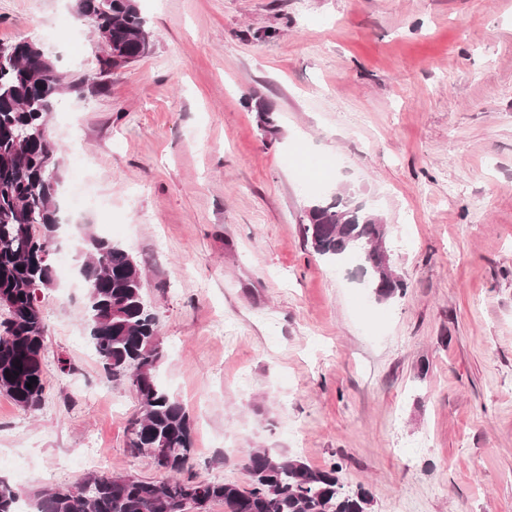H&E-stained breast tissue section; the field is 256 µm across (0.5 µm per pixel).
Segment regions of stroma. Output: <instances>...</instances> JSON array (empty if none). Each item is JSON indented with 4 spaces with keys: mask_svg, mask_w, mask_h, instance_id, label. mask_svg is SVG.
Returning <instances> with one entry per match:
<instances>
[{
    "mask_svg": "<svg viewBox=\"0 0 512 512\" xmlns=\"http://www.w3.org/2000/svg\"><path fill=\"white\" fill-rule=\"evenodd\" d=\"M150 56L57 99L61 203L144 266L157 379L194 422L188 471L249 487L267 448L339 463L370 512H512V0H137ZM76 78V0H0V43ZM275 113L260 125L250 99ZM346 188L389 228L376 301L303 240ZM40 294L45 394H0V481L28 502L93 473L161 481L139 409L88 341L83 241Z\"/></svg>",
    "mask_w": 512,
    "mask_h": 512,
    "instance_id": "stroma-1",
    "label": "stroma"
}]
</instances>
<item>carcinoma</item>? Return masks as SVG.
Returning <instances> with one entry per match:
<instances>
[{
    "instance_id": "cac0c4a2",
    "label": "carcinoma",
    "mask_w": 512,
    "mask_h": 512,
    "mask_svg": "<svg viewBox=\"0 0 512 512\" xmlns=\"http://www.w3.org/2000/svg\"><path fill=\"white\" fill-rule=\"evenodd\" d=\"M82 9L98 42L109 45L97 58L100 72L152 52L154 40L136 0H83ZM84 87L81 78L64 81L56 59L32 41L0 46V307L7 313L0 321V393L25 412L39 408L45 391L46 324L39 293L53 288L56 276L40 253L52 248L62 224L63 157L49 131L50 116L61 90L80 93ZM303 220L304 239L317 255L358 264L369 287L386 301L406 294L400 279L379 282L384 268L370 251L377 215L339 193L310 203ZM83 247L79 274L86 284L84 312L93 349L108 378L129 384L139 401L129 421L128 446L135 455L149 451L171 476L152 481L91 475L75 487L43 490L37 512H185L189 499L198 506L221 502L227 512H370L369 491L361 484L345 489L341 465L313 467L268 448L254 449L244 459L248 489L180 477L192 448V422L155 378L163 348L158 320L143 298L141 263L90 231ZM18 499V492L0 485V512H17Z\"/></svg>"
}]
</instances>
